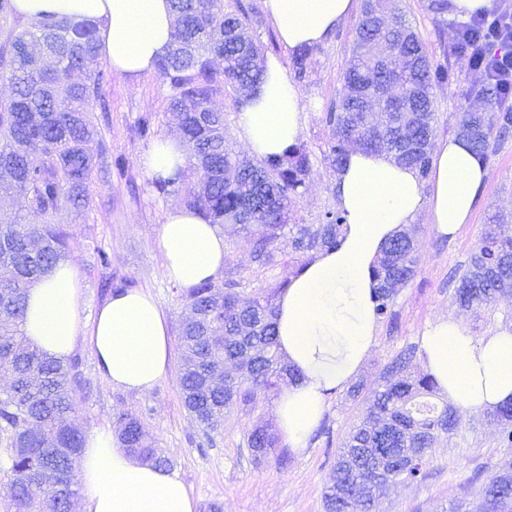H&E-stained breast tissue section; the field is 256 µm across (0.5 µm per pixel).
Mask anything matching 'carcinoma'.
Instances as JSON below:
<instances>
[{
    "label": "carcinoma",
    "mask_w": 512,
    "mask_h": 512,
    "mask_svg": "<svg viewBox=\"0 0 512 512\" xmlns=\"http://www.w3.org/2000/svg\"><path fill=\"white\" fill-rule=\"evenodd\" d=\"M175 19L168 53L156 72L168 89L171 111L178 114L182 139L189 147L177 178L195 180L187 207L212 224H238L252 244L255 261L272 262L268 246L285 227L293 198L312 171L304 144L273 160L240 159L224 141V113L213 99L229 88L236 99L249 94L262 75V45L242 11H224V0H170ZM382 0H367L357 28L343 86L326 123L332 134L324 157L341 167L349 151L385 153L430 173L435 138L433 89L448 82L447 67L435 63L421 36L404 23L382 25ZM224 52V69L213 56ZM0 80L11 94L0 100V185L13 195L0 196V225L8 250L0 253V468L13 512H72L79 496L78 460L84 442L80 429L67 422L73 406L72 366L35 347L21 325L29 288L70 250L68 233L52 223L68 207L85 208L105 152L102 133L89 106H106L104 87L110 73L99 60L97 25L75 22L58 13L21 27L9 26L0 48ZM501 88L483 84L463 94L486 100L489 112L461 113L456 134L474 155L487 161L495 145L512 132V107ZM40 216L31 223L29 215ZM346 216L336 209L319 224H304L289 237L303 256L336 245ZM421 255L407 230L385 248L374 269L377 319L394 321L392 307L401 288L413 281ZM512 293V224L496 218L481 233L476 249L455 277L452 298L464 309H488L496 296ZM275 292L242 299L235 283L208 281L187 292L185 305L195 316L180 329V390L189 414L213 431L224 413L260 390L275 392L295 378L277 353ZM418 347L400 350L384 367L363 421L347 434L336 458L333 483L324 494L325 512H372L391 483L416 482L428 452L443 436L459 429L457 410L420 401L438 391L435 380L414 370ZM234 360L248 371L247 382L213 387L209 377ZM489 417L498 426L501 448L512 447V402ZM118 440L134 456L167 466L133 416L121 419ZM248 445L267 456L279 447L266 426L248 434ZM50 499H41L45 488ZM478 512H512V458L498 464L496 475L475 491Z\"/></svg>",
    "instance_id": "1"
}]
</instances>
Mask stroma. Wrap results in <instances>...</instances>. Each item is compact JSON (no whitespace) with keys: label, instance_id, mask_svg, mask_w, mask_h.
Wrapping results in <instances>:
<instances>
[{"label":"stroma","instance_id":"stroma-1","mask_svg":"<svg viewBox=\"0 0 512 512\" xmlns=\"http://www.w3.org/2000/svg\"><path fill=\"white\" fill-rule=\"evenodd\" d=\"M395 14L403 18L425 41L435 61L448 68L447 84L434 90L436 140L455 134L464 110L481 112L483 101L463 99L462 94L481 83L466 55L455 51L458 18L449 15L439 24L428 0H391ZM360 12H353L322 44L315 46L305 77L294 78L307 122L302 142L311 151L312 173L297 198L287 231L270 245L274 261L258 267L251 259L252 245L231 228H224L225 260L221 281H234L242 297L278 287L291 277L296 256L288 245L290 228L321 223L324 213L336 206V169L322 153L331 134L324 116L334 107L356 38ZM108 112H94L93 121L105 136L107 151L99 165L111 169L110 177L96 178L91 185L88 210L60 211L54 218L70 236L68 258L81 273V320L92 318L107 298L106 282L117 275L132 281L134 288L149 291L165 312L170 326L172 353H179V328L185 313L183 291L164 277L156 240L165 214L183 206L194 189L184 180L158 190L141 162L158 140L177 136V120L168 107L166 90L158 75L132 81L113 74L104 90ZM149 122L148 136H141L142 122ZM488 176L479 190L471 224L456 239L437 236L431 225L421 224L416 237L422 264L416 278L402 288L394 302V324L379 323L377 344L357 377L363 389L359 399L347 390L331 392L320 422L323 435H310L301 455L286 462L276 456L256 458L247 442L254 427L275 426L274 393L257 392L253 401L235 406L223 428L204 434L183 405L178 370L159 382L149 394L112 386L101 374L95 355L77 345L69 355L81 378L74 394L72 420L85 435L100 430L117 432L123 415L138 418L144 431L169 459L170 471L179 475L198 501V512H325L323 495L331 483L337 447L358 424L380 382L381 373L401 348L419 344L425 328L439 317L462 318L474 336L503 326L512 313V295L496 299L492 310L478 313L460 308L451 298L455 269L469 258L484 224L493 216L512 217V137L501 143L486 163ZM112 259L101 267L99 252ZM459 431L440 441L429 452L426 476L414 483L388 487L373 512H447L451 503L463 500L473 487L487 482L512 448L499 447L496 427L484 411H459Z\"/></svg>","mask_w":512,"mask_h":512}]
</instances>
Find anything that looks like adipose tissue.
<instances>
[{"label": "adipose tissue", "instance_id": "adipose-tissue-1", "mask_svg": "<svg viewBox=\"0 0 512 512\" xmlns=\"http://www.w3.org/2000/svg\"><path fill=\"white\" fill-rule=\"evenodd\" d=\"M28 20L66 14L98 25L99 53L130 80L154 73L172 42L170 0H14ZM286 49L323 43L356 7V0H265ZM262 82L240 105L237 134L258 159L282 155L300 140L306 114L281 60L261 61ZM186 162L181 141L165 137L142 163L168 179ZM485 164L466 140L449 136L434 151L429 178L383 153L350 152L336 172L337 205L347 224L336 246L308 261L277 300L279 351L298 378L285 385L274 407L278 430L301 453L323 417L326 396L360 372L376 341L377 281L373 270L401 230L425 218L437 233L459 234L469 224ZM164 276L183 290L215 278L224 267V236L198 211H168L157 236ZM77 267L59 262L27 296L23 333L38 349L64 358L77 343L94 352L114 386L150 392L172 368L165 313L150 292L118 291L89 321L79 313ZM424 369L448 400L465 410H490L512 400V327L473 336L456 317L438 319L420 343ZM81 512H196V501L174 472L131 457L110 432L88 437L81 456Z\"/></svg>", "mask_w": 512, "mask_h": 512}]
</instances>
